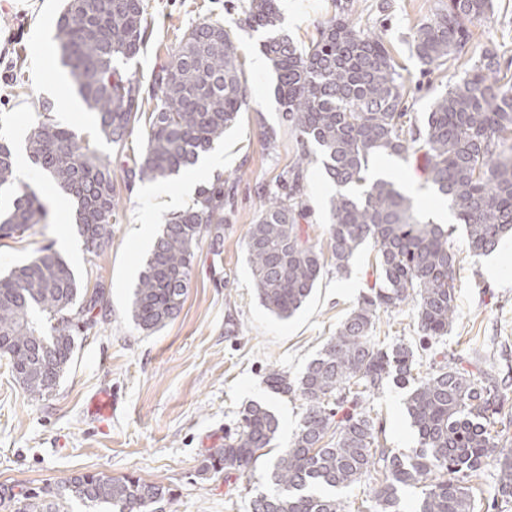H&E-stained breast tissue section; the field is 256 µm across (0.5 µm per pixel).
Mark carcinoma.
Here are the masks:
<instances>
[{
	"instance_id": "1",
	"label": "carcinoma",
	"mask_w": 512,
	"mask_h": 512,
	"mask_svg": "<svg viewBox=\"0 0 512 512\" xmlns=\"http://www.w3.org/2000/svg\"><path fill=\"white\" fill-rule=\"evenodd\" d=\"M492 0H448V7L420 24L412 51L426 66H443L467 53V24L489 18ZM245 22L262 30V51L276 76L283 119L300 144L319 148L325 173L335 183L329 234L336 273L349 272L369 240L377 251L369 291L336 329L302 376L271 369L269 388L295 391L306 408L288 447L269 470L256 475L279 430L277 417L258 402L241 412V432L224 435V447L205 458L200 475L223 473L270 480L250 512H348L338 492L379 474L369 488L367 512H401V492L421 496L413 512H475L471 479L494 466L497 497L512 502V440L496 429V415L512 376L494 363L450 358L424 376H414L412 345L372 341L380 314L410 303L425 344L448 335L456 317L458 254L440 224L423 223L412 200L382 177H367L377 155L420 161L426 181L450 202L464 225L470 252L493 253L512 235V69L482 51L459 81L432 103L422 123L407 119L405 85L381 37L345 19L331 17L319 38L301 50L282 27L277 0H249ZM151 21L144 0H66L56 26L62 65L87 108L96 114L99 136L127 156L129 138L146 123L139 156L127 177L164 181L197 163L235 126L247 102L237 46L219 20L182 33L149 88L151 112L142 110V85L128 64L146 46ZM26 140L28 161L75 206L77 234L95 253L112 239L116 191L112 160L71 129L50 118ZM302 152L284 176L285 192L272 197L251 225L246 251L262 305L280 320L291 318L313 294L325 268L323 252L300 221L305 167ZM0 236H21L45 224L48 208L17 171L13 144L0 138ZM224 183L199 189L196 202L162 225L133 291L131 316L142 331L164 327L181 310L196 249L205 236L220 238ZM106 291L81 287L71 265L42 249L0 278V354L30 399L52 392L69 364L74 332L106 312ZM414 384L407 414L419 448L396 453L379 441L366 407L387 380ZM79 501L112 512H160L171 489L133 476L83 473L39 488L0 489L9 512H60Z\"/></svg>"
}]
</instances>
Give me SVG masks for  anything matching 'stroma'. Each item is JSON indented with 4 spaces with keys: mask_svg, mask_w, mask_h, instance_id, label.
<instances>
[{
    "mask_svg": "<svg viewBox=\"0 0 512 512\" xmlns=\"http://www.w3.org/2000/svg\"><path fill=\"white\" fill-rule=\"evenodd\" d=\"M153 17L147 44L131 70L142 86L167 60L178 38L196 24L221 18L238 47L247 83L248 104L238 122L214 146L221 163L216 178L224 183V245L213 252L201 243L195 253L188 292L178 315L150 334L134 324L130 306L139 270L151 246L141 225L159 232L174 210H187L194 197H180L181 171L163 182L128 181L126 165L113 148L94 133L89 112L69 81L53 39L64 0H0V135L23 145L38 122L42 102L54 106L56 122L94 141L111 157L117 192V221L103 250L88 252L74 228L73 205H62L61 193L27 159L19 173L48 206L47 223L23 236L0 237V274L45 247L67 260L83 287L103 283L107 312L78 338L75 355L58 386L42 401H31L0 357V485L18 489L54 484L88 472L115 477L132 475L173 489L164 512H250L256 493L270 491L265 480L198 471L210 449L224 444L226 430L236 429L246 404H265L278 418L279 431L268 456L286 448L297 431L305 402L300 395H276L266 384L270 369L298 378L322 350L340 323L357 306L371 283L376 250L365 244L348 274L326 266L308 301L282 321L260 303L250 274L245 242L251 224L272 194L282 192L283 178L301 151L296 134L282 118L271 66L255 68L266 35L245 23L248 0H145ZM448 0H279L284 25L302 47L317 38L327 18L338 15L379 35L398 65L407 90L410 115L423 119L432 101L469 69L471 56L434 68L422 65L410 48L418 25L428 21ZM491 21L475 25L480 49L512 59V0H493ZM274 129L267 142L264 129ZM370 173L395 181L411 197L421 220L448 227V242L457 250V316L438 344L448 355L512 359V239L489 256H471L463 225L457 224L447 201L425 180L414 159L379 155ZM308 216L302 222L331 256L329 200L335 184L321 165L304 172ZM179 197L177 208L158 205V195ZM497 268L488 277V265ZM375 336L392 343L419 336L412 305L381 314ZM112 393V417L102 422L88 414V402L100 390ZM407 389L386 384L373 403L386 447L411 453L418 435L408 418Z\"/></svg>",
    "mask_w": 512,
    "mask_h": 512,
    "instance_id": "obj_1",
    "label": "stroma"
}]
</instances>
